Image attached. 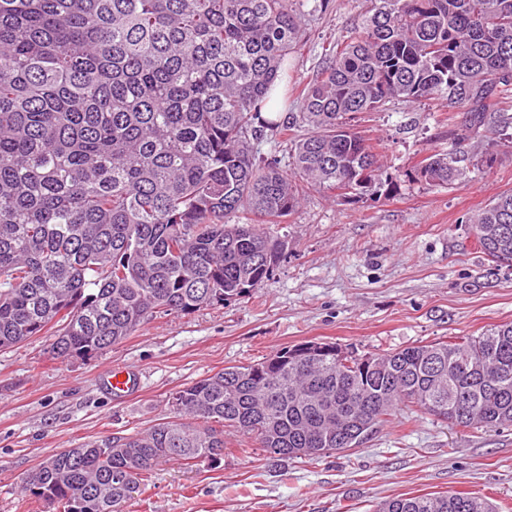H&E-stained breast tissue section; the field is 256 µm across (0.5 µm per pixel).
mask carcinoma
Masks as SVG:
<instances>
[{
  "instance_id": "1",
  "label": "carcinoma",
  "mask_w": 512,
  "mask_h": 512,
  "mask_svg": "<svg viewBox=\"0 0 512 512\" xmlns=\"http://www.w3.org/2000/svg\"><path fill=\"white\" fill-rule=\"evenodd\" d=\"M302 36L294 0H0V350L50 338L94 357L156 316L222 307L270 280L261 223L300 190L362 197L381 181L361 114L437 100L492 131L486 167L512 150V0H374L285 119L263 116ZM288 137L291 167L259 143ZM458 152L407 180L452 185ZM477 246L512 265V193L473 220ZM171 397L173 416L43 459L29 497L57 512H129L163 462L224 456V429L276 460L354 448L405 404L456 428L512 426V322L477 337L358 355L334 343ZM377 512H494L464 491L399 495Z\"/></svg>"
}]
</instances>
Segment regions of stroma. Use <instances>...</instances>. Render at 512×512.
<instances>
[{
  "instance_id": "stroma-1",
  "label": "stroma",
  "mask_w": 512,
  "mask_h": 512,
  "mask_svg": "<svg viewBox=\"0 0 512 512\" xmlns=\"http://www.w3.org/2000/svg\"><path fill=\"white\" fill-rule=\"evenodd\" d=\"M305 0L304 39L293 80L323 65V47L358 29L371 0ZM384 176L424 156L467 152L466 177L449 186L403 182L389 195L341 197L310 188L280 224L265 225L285 250L262 288L224 306L154 318L102 355L52 358L40 339L0 351V512H42L23 478L65 448L143 431L171 415L175 391L285 346L332 342L358 354L452 336H478L512 322V267L475 246L471 217L512 191V154L480 166L486 138L465 137L461 115L440 103L397 101L365 115ZM121 366L139 390L114 397L100 375ZM224 457L156 467L130 512H375L388 498L465 491L512 512V427H451L397 407L362 445L317 460L275 461L232 430Z\"/></svg>"
}]
</instances>
